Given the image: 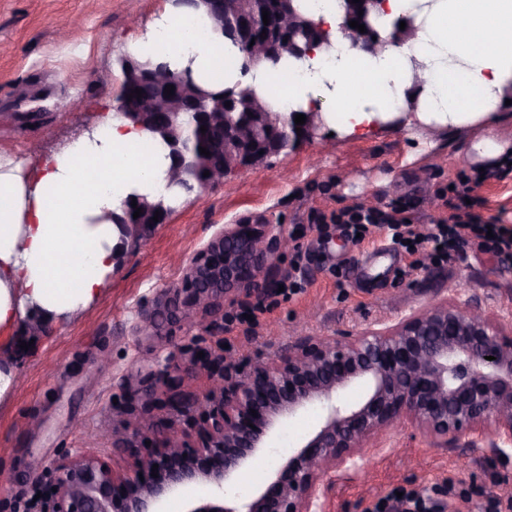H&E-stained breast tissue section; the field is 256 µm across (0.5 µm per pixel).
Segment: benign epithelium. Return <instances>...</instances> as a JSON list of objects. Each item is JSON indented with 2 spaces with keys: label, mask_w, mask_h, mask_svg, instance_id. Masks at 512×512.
Masks as SVG:
<instances>
[{
  "label": "benign epithelium",
  "mask_w": 512,
  "mask_h": 512,
  "mask_svg": "<svg viewBox=\"0 0 512 512\" xmlns=\"http://www.w3.org/2000/svg\"><path fill=\"white\" fill-rule=\"evenodd\" d=\"M290 18L269 20L250 15L231 19L250 50L272 58ZM266 33L254 38L258 29ZM130 78L154 81L161 93L128 113L141 127L169 131L180 101L181 81L163 69ZM174 86V94L164 93ZM193 127L217 126L230 142L195 158L189 140L170 141L171 175L191 184L200 167L209 171L202 187L224 183L283 148L281 131L256 135L224 124L219 112L191 113ZM302 132H297L296 128ZM290 142L309 139L316 125L307 113L293 125ZM290 247L280 224L241 221L226 224L184 268L177 288L182 322L190 326L196 308L208 309L230 291L260 295L268 288L270 261ZM355 384L363 396L345 402ZM202 399L206 404L197 442L169 430L146 455L133 454L128 469L117 473L106 460L80 454L54 464L46 512H164L167 500L190 484L208 496L187 512H321L327 476L356 466L359 450L377 444L399 425H410L436 446L470 435L490 438L491 447H512V326L493 315L439 301L382 328L356 336L302 342L271 361L257 362L227 387L217 379ZM309 409L319 411L303 437L262 489L241 503L224 504V487L263 451L282 421ZM158 465V477L151 476Z\"/></svg>",
  "instance_id": "obj_1"
}]
</instances>
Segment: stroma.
<instances>
[{
  "instance_id": "35a3bbf8",
  "label": "stroma",
  "mask_w": 512,
  "mask_h": 512,
  "mask_svg": "<svg viewBox=\"0 0 512 512\" xmlns=\"http://www.w3.org/2000/svg\"><path fill=\"white\" fill-rule=\"evenodd\" d=\"M166 0H0V151L34 162L98 122L112 102L121 72L114 63L127 40L145 27ZM84 109H73V100ZM490 136L507 146L504 157L478 160L473 149ZM503 168L502 178L479 189L483 213L512 227V117L485 130L458 132L395 121L364 139L318 128L315 138L198 190L136 244L89 306L45 332L16 326L0 341V365L15 382L0 396V512H42L36 495L52 479L50 468L65 456L89 454L124 472L130 450L146 454L159 432L191 433L203 410L196 404L216 375L234 380L258 361H268L303 338L356 335L381 328L440 299L472 301L512 324V271L491 252L468 243L465 257L434 264L401 252L360 268L363 255L389 247L384 230L355 243L336 229L314 241L306 265L308 285L285 297L276 287L291 270V253L277 256L265 310L253 330L227 325V316L258 300L233 292L217 303L205 324L178 320L157 332L135 335L141 306L170 300L183 267L222 226L264 219L282 224L287 236L305 230L311 212L331 214L364 204L380 209L395 200L416 203L418 225L442 216L433 192L480 169ZM413 271L400 277L405 266ZM28 349H21V342ZM223 356L209 369L192 364L197 347ZM109 356V366L96 364ZM165 363L191 403L166 402L154 373ZM315 412L287 421L260 456L265 471L286 457L284 441L298 443ZM144 430L132 435L128 425ZM42 459L30 475V458ZM324 512H373L395 489L429 488L443 512H486L493 499L512 497V448L506 458L468 440L434 447L413 427L393 431L385 445L366 448L355 469L332 474Z\"/></svg>"
}]
</instances>
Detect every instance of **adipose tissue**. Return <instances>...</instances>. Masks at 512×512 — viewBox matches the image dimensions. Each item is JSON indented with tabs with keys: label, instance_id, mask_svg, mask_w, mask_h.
<instances>
[{
	"label": "adipose tissue",
	"instance_id": "obj_1",
	"mask_svg": "<svg viewBox=\"0 0 512 512\" xmlns=\"http://www.w3.org/2000/svg\"><path fill=\"white\" fill-rule=\"evenodd\" d=\"M328 33L335 49L303 59L245 64L204 8H165L127 42L139 60L191 68L209 90L253 86L279 112H320L331 128L362 138L404 119L450 129L497 120L512 98V0H386L374 19L377 53L354 46L340 30L344 0H294ZM414 18L416 32L393 39L395 22ZM169 150L115 110L36 164L0 155V334L26 312L58 320L92 303L117 265L113 222L131 195L186 197L168 187Z\"/></svg>",
	"mask_w": 512,
	"mask_h": 512
}]
</instances>
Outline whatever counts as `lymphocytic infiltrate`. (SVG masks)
I'll return each mask as SVG.
<instances>
[{
    "instance_id": "1",
    "label": "lymphocytic infiltrate",
    "mask_w": 512,
    "mask_h": 512,
    "mask_svg": "<svg viewBox=\"0 0 512 512\" xmlns=\"http://www.w3.org/2000/svg\"><path fill=\"white\" fill-rule=\"evenodd\" d=\"M495 175V170L488 169L483 177L473 176L456 182L454 187L435 190V200L448 214L423 229L417 228L414 216L397 203L387 211L357 204L328 217L319 215L311 219V228L319 232L332 223L352 237L383 228L394 245L412 244L414 251L427 253L437 264L459 254L468 238L486 239L506 266L512 264V227L504 230L499 224L489 223L481 212L483 202L477 193L482 179Z\"/></svg>"
}]
</instances>
